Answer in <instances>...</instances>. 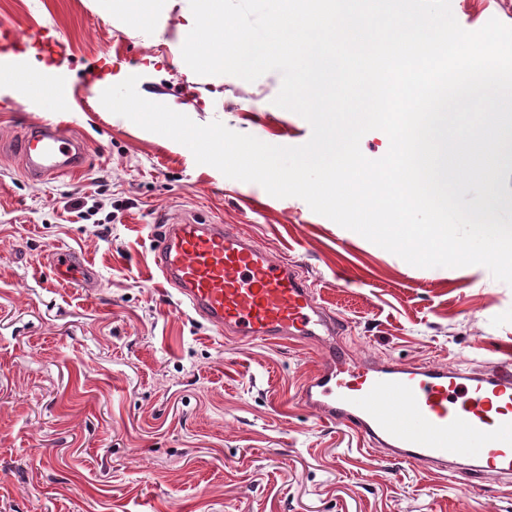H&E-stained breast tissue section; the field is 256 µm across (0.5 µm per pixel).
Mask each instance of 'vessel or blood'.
Returning a JSON list of instances; mask_svg holds the SVG:
<instances>
[{
	"instance_id": "b4317fda",
	"label": "vessel or blood",
	"mask_w": 512,
	"mask_h": 512,
	"mask_svg": "<svg viewBox=\"0 0 512 512\" xmlns=\"http://www.w3.org/2000/svg\"><path fill=\"white\" fill-rule=\"evenodd\" d=\"M48 42L35 26L17 36L0 24V54ZM16 152L25 174L50 179L82 167L85 141L70 123L25 127ZM153 268L185 309L243 342L299 339L323 351L319 369L299 391L315 417L353 430L384 459L461 475L472 484L512 482V364L480 369L453 364L357 360L346 348L336 315L287 261L248 236L193 213L160 217L152 226ZM56 279L84 288L98 276L78 252L54 250Z\"/></svg>"
}]
</instances>
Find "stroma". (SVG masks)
Instances as JSON below:
<instances>
[{"instance_id": "obj_1", "label": "stroma", "mask_w": 512, "mask_h": 512, "mask_svg": "<svg viewBox=\"0 0 512 512\" xmlns=\"http://www.w3.org/2000/svg\"><path fill=\"white\" fill-rule=\"evenodd\" d=\"M466 30L512 25V0H451ZM189 0L149 29L92 0H0V22L40 25L37 49L67 90L50 109L0 98V512H512V491L469 486L362 450L298 401L322 361L309 343H240L183 312L151 267L150 227L197 212L288 257L335 311L357 358L476 366L512 352V286L479 265L418 268L253 182L197 164L184 145L107 110L137 90L206 125L299 146L309 123L275 105L282 77L200 76L184 62ZM56 117L89 141L84 171L23 175L24 127ZM112 202V221L77 209ZM82 253L87 290L53 282L47 256Z\"/></svg>"}]
</instances>
